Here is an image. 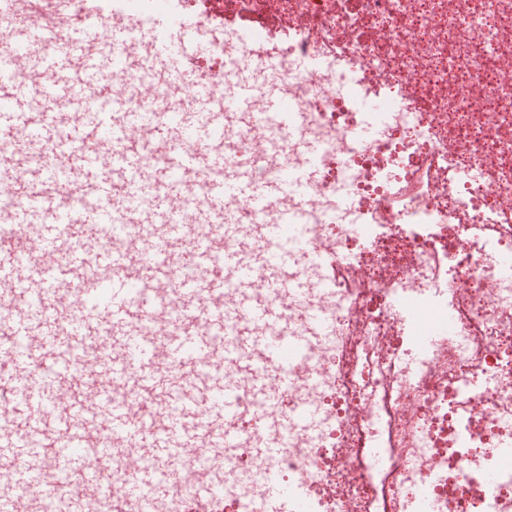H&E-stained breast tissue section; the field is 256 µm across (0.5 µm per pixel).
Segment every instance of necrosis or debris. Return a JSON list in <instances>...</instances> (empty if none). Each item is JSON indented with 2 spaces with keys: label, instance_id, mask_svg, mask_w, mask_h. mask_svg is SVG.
Wrapping results in <instances>:
<instances>
[{
  "label": "necrosis or debris",
  "instance_id": "necrosis-or-debris-1",
  "mask_svg": "<svg viewBox=\"0 0 512 512\" xmlns=\"http://www.w3.org/2000/svg\"><path fill=\"white\" fill-rule=\"evenodd\" d=\"M210 45L201 79L233 88L243 60L300 114L298 136L224 115V151L255 176L308 164L321 177L279 200L301 213L314 251L305 286L271 296L300 335L309 308L331 328L296 362L267 411L242 394L237 444L187 456L169 497L135 512H181L198 482L221 480L222 512H265L255 438L286 441L278 474L307 512H512V0H172ZM378 106L377 133L359 137ZM279 139V138H278ZM425 312L421 344L410 315ZM316 405L319 423L293 428ZM497 471L494 486L483 476Z\"/></svg>",
  "mask_w": 512,
  "mask_h": 512
}]
</instances>
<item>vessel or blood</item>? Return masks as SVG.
Listing matches in <instances>:
<instances>
[{"instance_id":"b4317fda","label":"vessel or blood","mask_w":512,"mask_h":512,"mask_svg":"<svg viewBox=\"0 0 512 512\" xmlns=\"http://www.w3.org/2000/svg\"><path fill=\"white\" fill-rule=\"evenodd\" d=\"M75 14L92 34L68 29L51 47L35 22L6 32L32 78L0 93V198L11 200L0 224L16 229L0 239V483L8 487L0 512H42L48 496L62 512H83L110 484L95 461L119 450L150 462L122 483L112 512H128L146 491L166 493L153 483L158 472L229 442L224 421L237 412L239 389L224 363L257 359L254 398L272 410L309 335L330 331L312 310L303 335H289L282 311L253 292L260 269L269 293L297 289L288 268L308 251L301 220L270 212L275 200L303 194L317 172L287 169L256 183L245 161L224 153V115L244 125L261 115L295 135L278 89L227 93L187 78L186 23L166 8L129 12L125 27L112 23V0H57V18ZM133 32L148 47L135 63L125 54ZM134 65L157 82L187 84V105L113 93L107 76ZM195 181L208 203L186 223L174 201ZM241 200L245 213L227 209ZM247 224L267 250L229 247ZM174 253L196 276L174 278ZM229 283L232 309L223 300ZM170 285L191 320L174 336L146 340L141 326L163 321ZM239 310L247 323L236 321ZM103 334L121 347L101 362L94 346ZM263 482L272 512H288L287 488L268 469Z\"/></svg>"}]
</instances>
